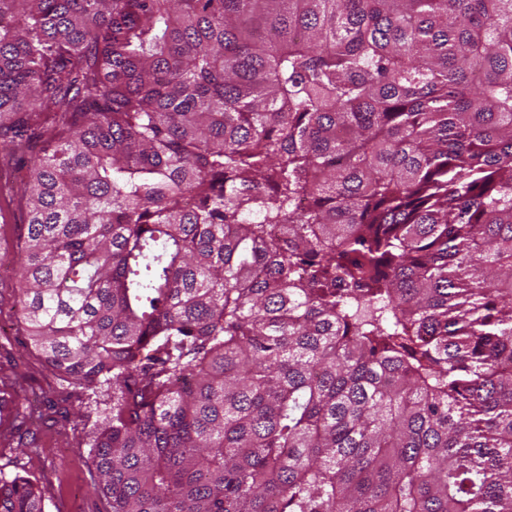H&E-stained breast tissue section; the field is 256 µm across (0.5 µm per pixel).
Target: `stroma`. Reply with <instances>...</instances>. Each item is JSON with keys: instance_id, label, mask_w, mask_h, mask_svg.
<instances>
[{"instance_id": "obj_1", "label": "stroma", "mask_w": 512, "mask_h": 512, "mask_svg": "<svg viewBox=\"0 0 512 512\" xmlns=\"http://www.w3.org/2000/svg\"><path fill=\"white\" fill-rule=\"evenodd\" d=\"M15 278L0 270V396H13L0 413V474L36 477L49 512H106L96 492L89 436L112 403L58 376L33 349H23L22 325L12 309Z\"/></svg>"}]
</instances>
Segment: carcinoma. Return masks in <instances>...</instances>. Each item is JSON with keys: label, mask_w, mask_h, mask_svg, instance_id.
I'll return each mask as SVG.
<instances>
[{"label": "carcinoma", "mask_w": 512, "mask_h": 512, "mask_svg": "<svg viewBox=\"0 0 512 512\" xmlns=\"http://www.w3.org/2000/svg\"><path fill=\"white\" fill-rule=\"evenodd\" d=\"M37 141L12 308L109 512H512V0H0Z\"/></svg>", "instance_id": "obj_1"}]
</instances>
